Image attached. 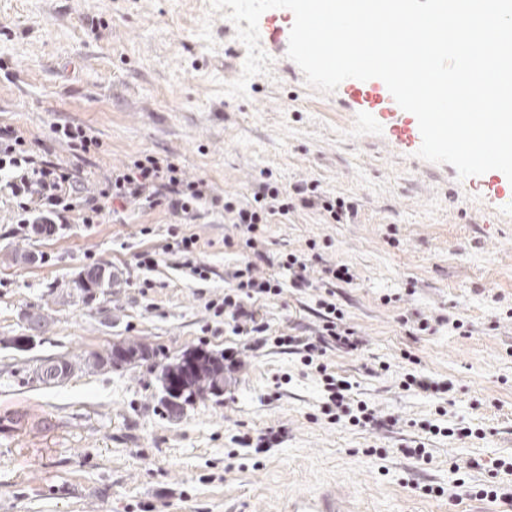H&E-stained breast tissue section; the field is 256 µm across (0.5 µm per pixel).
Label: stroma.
Listing matches in <instances>:
<instances>
[{
    "label": "stroma",
    "instance_id": "1",
    "mask_svg": "<svg viewBox=\"0 0 512 512\" xmlns=\"http://www.w3.org/2000/svg\"><path fill=\"white\" fill-rule=\"evenodd\" d=\"M293 22L288 9L262 14L271 72L234 98L216 84L241 75L247 51L208 0H0V125L40 140L92 190L154 154L218 195L249 194L265 171L353 201L348 224L299 208L265 225L264 247L276 262L313 242L357 272L333 290L363 348L328 346L325 361L393 422H331L320 378L298 355L233 335L206 309L241 257L224 245L239 232L220 214L179 224L164 208L131 204L121 222L73 217L47 237L18 231L14 201L0 198V512H288L289 497L334 486L358 512H503V500L468 490L495 481L512 494V474L496 469L512 460V198L491 193L494 172L461 179L398 143L393 124L414 128L416 117L357 97L359 80L331 93L308 86L287 56ZM58 121L90 127L98 153L55 143ZM175 233L197 235L208 281L168 255L137 267L138 253ZM94 262L114 278L87 300L74 283ZM316 298L287 287L267 303L272 337L314 332ZM415 311L464 327L413 333L403 319ZM129 341L148 360L87 364ZM229 347L243 365L223 395L169 416L160 366ZM60 357L74 364L62 382L34 379ZM408 368L453 388L404 389ZM431 424L455 433L431 434ZM270 433L276 442L260 453L242 442ZM416 442L427 461L404 455Z\"/></svg>",
    "mask_w": 512,
    "mask_h": 512
}]
</instances>
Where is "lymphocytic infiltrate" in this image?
Segmentation results:
<instances>
[{"mask_svg": "<svg viewBox=\"0 0 512 512\" xmlns=\"http://www.w3.org/2000/svg\"><path fill=\"white\" fill-rule=\"evenodd\" d=\"M0 172L6 176L0 191L15 202L20 223L41 225L50 235L58 225L67 223L72 213L82 223H99L113 202H132L145 209L161 206L182 224L196 223L203 205L217 208L225 223L241 230L246 240L241 260L224 273L223 297L209 300L206 307L214 316L223 318L237 336L264 335L267 324L263 307L284 287L317 285L310 276V260L304 254L289 253L280 261L281 270L288 273L287 281L266 271L268 258L260 250L257 237L262 225L288 216L299 207L316 210L336 223L355 213L352 202L328 196L314 181H300L289 187L263 181L247 197H220L213 194L205 179L187 177L169 158L153 154L113 170L105 188L88 191L78 185L71 172L45 158L39 144L27 142L9 125H0ZM317 306L320 324L315 338L281 335L277 338L279 346L295 350L304 366L315 367L321 374L324 415L354 427L377 423L378 412L372 405L362 400L348 403L351 383L328 373L323 361L328 342L350 351L360 345L345 322V312L337 305L334 291L320 296Z\"/></svg>", "mask_w": 512, "mask_h": 512, "instance_id": "obj_1", "label": "lymphocytic infiltrate"}]
</instances>
